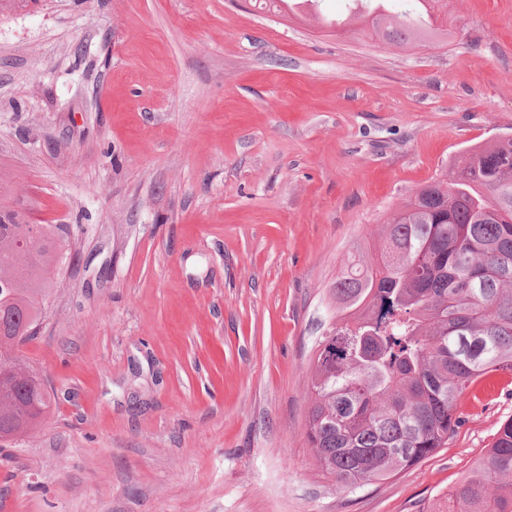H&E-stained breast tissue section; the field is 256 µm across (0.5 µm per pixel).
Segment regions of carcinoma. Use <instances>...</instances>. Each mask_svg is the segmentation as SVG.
<instances>
[{
	"label": "carcinoma",
	"mask_w": 512,
	"mask_h": 512,
	"mask_svg": "<svg viewBox=\"0 0 512 512\" xmlns=\"http://www.w3.org/2000/svg\"><path fill=\"white\" fill-rule=\"evenodd\" d=\"M405 47L430 30L406 12L372 17ZM0 216V440L28 434L52 397L20 354L55 282V226ZM336 327L313 356L305 437L348 490L389 479L446 447L459 399L512 377V135L468 148L382 225L378 255L349 262L333 287ZM439 512H512V419L448 491Z\"/></svg>",
	"instance_id": "carcinoma-1"
}]
</instances>
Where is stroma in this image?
Instances as JSON below:
<instances>
[{
	"label": "stroma",
	"mask_w": 512,
	"mask_h": 512,
	"mask_svg": "<svg viewBox=\"0 0 512 512\" xmlns=\"http://www.w3.org/2000/svg\"><path fill=\"white\" fill-rule=\"evenodd\" d=\"M431 13L429 42L396 47L253 0L0 8V208L68 251L21 348L52 413L0 444V512H438L512 385L352 492L305 438L347 256L512 133V0Z\"/></svg>",
	"instance_id": "stroma-1"
}]
</instances>
